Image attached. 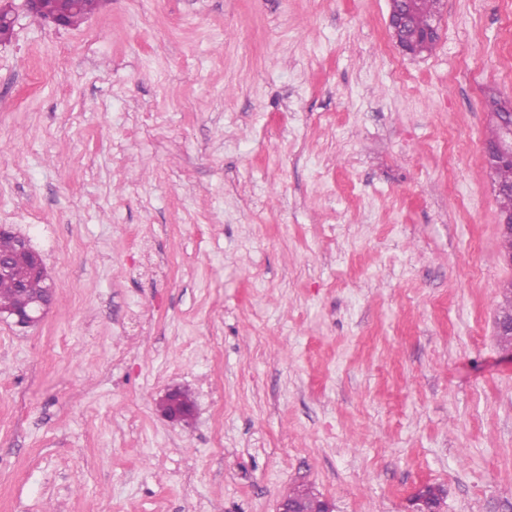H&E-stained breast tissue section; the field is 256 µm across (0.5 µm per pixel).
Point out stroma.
I'll return each instance as SVG.
<instances>
[{
    "mask_svg": "<svg viewBox=\"0 0 512 512\" xmlns=\"http://www.w3.org/2000/svg\"><path fill=\"white\" fill-rule=\"evenodd\" d=\"M12 3L0 225L57 290L0 321V512H512V0H443L415 58L389 0ZM98 1L99 0H74L73 2L62 5L56 2V0H47L44 6L45 12H52L64 6L68 10L70 24L67 26L66 17L62 14L49 17L47 22L56 28L75 26L94 9ZM492 180L500 204V224H504V219H511L512 226V163L498 164L493 170ZM497 186L500 190H497ZM286 498L280 502L278 512H295V506L290 502L295 503L303 512H325V502L309 491L293 490Z\"/></svg>",
    "mask_w": 512,
    "mask_h": 512,
    "instance_id": "35a3bbf8",
    "label": "stroma"
}]
</instances>
